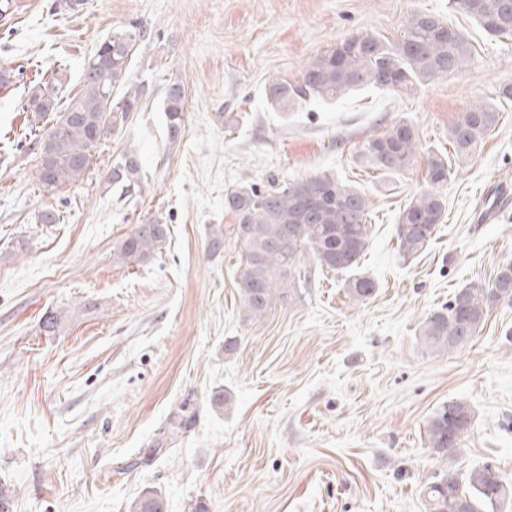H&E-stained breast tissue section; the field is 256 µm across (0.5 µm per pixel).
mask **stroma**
Here are the masks:
<instances>
[{"mask_svg":"<svg viewBox=\"0 0 512 512\" xmlns=\"http://www.w3.org/2000/svg\"><path fill=\"white\" fill-rule=\"evenodd\" d=\"M0 0V485L9 512H129L158 492L166 512H426L424 486L443 463L425 425L444 402L467 400L471 427L451 462H493L512 485V304L493 307L465 348L423 352L417 328L458 289L512 262V210L476 211L512 184V39L487 35L455 0ZM430 12L475 47L468 66L406 91L367 89L290 114L266 102L274 79L295 83L310 58L344 37L396 43ZM145 38L125 83L149 88L143 111L92 150L80 181L43 189L28 113L33 89L58 79L77 93L87 61L116 31ZM185 89L169 141L165 86ZM498 103L499 122L442 188L448 209L430 247L403 260L396 225L426 189L429 150L472 103ZM422 144L395 175L361 159L393 122ZM141 190L123 198L109 177L125 148ZM333 170L370 200L361 272L377 283L358 301L347 276L301 258V278L260 319L239 302L238 246L210 255L229 225L237 184ZM59 214L39 223L43 209ZM162 214V253L112 256L135 225ZM68 316L53 334L41 319ZM233 351H226V344ZM226 394L228 405L213 399Z\"/></svg>","mask_w":512,"mask_h":512,"instance_id":"stroma-1","label":"stroma"}]
</instances>
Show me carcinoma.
Instances as JSON below:
<instances>
[{
	"instance_id": "obj_1",
	"label": "carcinoma",
	"mask_w": 512,
	"mask_h": 512,
	"mask_svg": "<svg viewBox=\"0 0 512 512\" xmlns=\"http://www.w3.org/2000/svg\"><path fill=\"white\" fill-rule=\"evenodd\" d=\"M459 8L487 34L512 37V0H457ZM142 38L137 29L116 32L103 41L83 70L81 89L69 99L62 114L50 126H38L34 145L41 158H48L51 172L39 178L46 189L76 182L84 175L91 150L100 136L124 128L140 111L148 89L138 86L115 97ZM474 48L457 29L429 12H417L406 23L398 42L389 45L371 34L350 35L328 52L308 60L294 84L273 80L267 97L282 112L309 99H339L360 88L401 91L425 85L462 68L473 57ZM58 86L44 85L23 104L38 122L59 108ZM182 86L171 82L165 90L167 133L178 140L184 112ZM499 121L498 110L474 103L448 126V144L454 156L466 158L484 142ZM421 149L416 129L405 120L392 123L372 137L361 153L366 165L380 174L404 171ZM452 175L450 157L428 153L425 180L429 188L403 208L396 225L398 251L409 259L430 244L436 226L448 208L439 187ZM109 181L128 195L140 188L138 153L128 148L117 156ZM370 203L366 194L342 181L336 172L324 170L283 182L270 176L267 185H237L224 193V212L233 224L216 225L207 243L210 254L224 250L229 234L241 251L235 272L238 295L246 317L263 316L277 295L286 293L300 272L303 254L313 257L323 269L353 272L346 288L358 301L376 291L375 281L357 272L368 248L366 216ZM169 235L166 222L148 217L118 246L116 262H142L162 252ZM497 288L512 290V262L499 267L492 281L471 282L458 290L448 304L431 310L419 323L418 341L424 349L441 354L468 345L486 321ZM474 415L469 402L450 400L439 406L426 424L430 448L444 462L455 451L448 449L451 431L464 433ZM512 489L502 483L497 471L486 465L466 478L446 467L425 486L428 512H483L501 507ZM130 512H164V499L155 491L145 492Z\"/></svg>"
}]
</instances>
